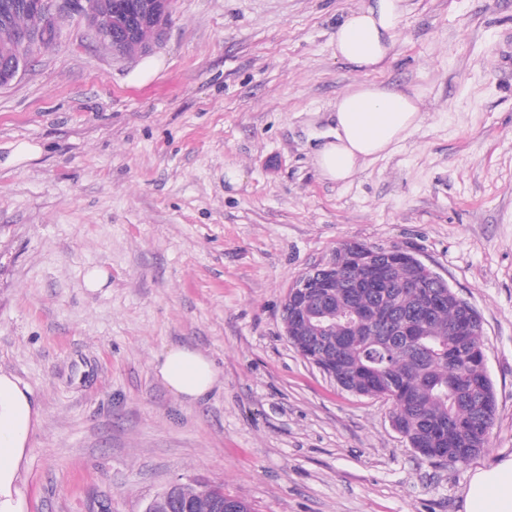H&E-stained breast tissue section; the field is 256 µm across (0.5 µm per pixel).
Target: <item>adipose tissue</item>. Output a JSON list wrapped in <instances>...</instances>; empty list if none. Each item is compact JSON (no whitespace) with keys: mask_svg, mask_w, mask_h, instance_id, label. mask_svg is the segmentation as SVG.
Segmentation results:
<instances>
[{"mask_svg":"<svg viewBox=\"0 0 512 512\" xmlns=\"http://www.w3.org/2000/svg\"><path fill=\"white\" fill-rule=\"evenodd\" d=\"M405 9V0H369L346 14L336 28L337 57L376 70L390 55ZM420 121L414 97L377 84L358 85L337 98L333 126L314 150L316 166L327 180L349 181L391 152ZM157 371L172 392L188 402L206 396L218 381L211 359L186 346L167 349L157 359ZM38 420L29 389L0 371V512H27L24 462ZM464 512H512V457L472 477Z\"/></svg>","mask_w":512,"mask_h":512,"instance_id":"ef3b65f1","label":"adipose tissue"}]
</instances>
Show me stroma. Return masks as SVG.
Instances as JSON below:
<instances>
[{
  "mask_svg": "<svg viewBox=\"0 0 512 512\" xmlns=\"http://www.w3.org/2000/svg\"><path fill=\"white\" fill-rule=\"evenodd\" d=\"M368 2L174 0L162 44L126 58L70 18L0 87V157L39 148L0 167V370L40 413L28 512H144L195 478L254 512H463L472 476L512 456V0H406L364 72L334 36ZM371 82L415 96L421 124L326 180L315 137ZM349 242L410 251L480 313L486 451L424 458L388 402L290 346L288 287ZM173 346L217 368L198 402L155 369Z\"/></svg>",
  "mask_w": 512,
  "mask_h": 512,
  "instance_id": "35a3bbf8",
  "label": "stroma"
}]
</instances>
